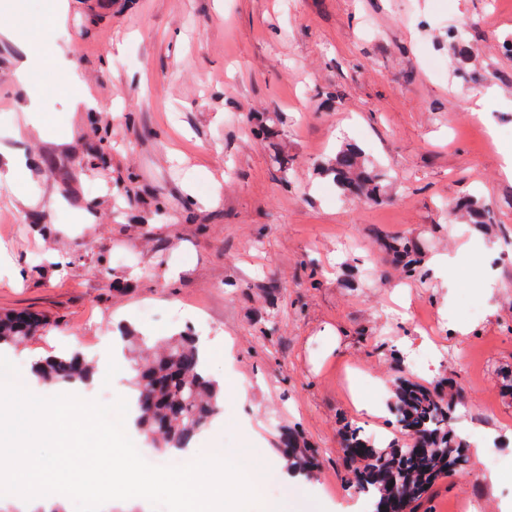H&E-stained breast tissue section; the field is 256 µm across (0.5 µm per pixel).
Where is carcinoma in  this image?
Segmentation results:
<instances>
[{"mask_svg": "<svg viewBox=\"0 0 512 512\" xmlns=\"http://www.w3.org/2000/svg\"><path fill=\"white\" fill-rule=\"evenodd\" d=\"M320 174L331 178L344 195L374 200L382 190L381 175L355 144L341 146L320 167ZM463 209L472 223H485L484 212L475 202L456 201L454 210ZM385 248L407 276L420 274V251L413 241L393 238ZM45 325L27 314H0V347L24 343ZM135 371L136 425L158 448L188 447L222 409L224 394L204 374L198 339L191 334L174 337L153 355L139 358ZM93 373L92 363L80 352L52 355L40 369L44 380L66 384L86 382ZM455 407L437 389L404 380L397 386L391 409L412 443L404 448L373 447L361 437L360 429L348 423L343 426L344 451L349 455L351 449H360L356 458L364 462L355 474V487L376 500L378 512H383L384 502L398 488L404 493L406 512H419L439 478L466 470L467 441L453 427ZM284 446L288 467L307 477L313 475L318 460L311 449L301 447L293 435L284 439Z\"/></svg>", "mask_w": 512, "mask_h": 512, "instance_id": "cac0c4a2", "label": "carcinoma"}]
</instances>
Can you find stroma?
Wrapping results in <instances>:
<instances>
[{
  "label": "stroma",
  "instance_id": "stroma-1",
  "mask_svg": "<svg viewBox=\"0 0 512 512\" xmlns=\"http://www.w3.org/2000/svg\"><path fill=\"white\" fill-rule=\"evenodd\" d=\"M51 5L0 0V28L74 59L112 109L73 111L61 71L18 83L23 53L0 38V161H29L22 184L0 182V311L50 323L0 353L21 367L31 351L79 349L111 358L112 378L77 391L29 378L27 389L118 398L132 390L119 325L152 342L196 331L212 369L247 390L225 394L200 453L248 459L283 512H374L342 422L406 445L396 386L450 381L500 432L497 464L481 457L475 473L443 479L421 512L512 506V259L500 257L512 183L480 135L491 125L512 145V0H69L62 41L38 24ZM460 28L463 46L448 36ZM35 86L42 138L24 131ZM269 117L272 147L253 135ZM346 142L384 174L380 202L318 175ZM20 193L36 206L10 207ZM464 196L488 225L447 214ZM387 236L420 243L424 278L405 276ZM440 255L459 257L454 272L433 265ZM453 320L468 336L451 334ZM431 346L439 363L413 367L412 351ZM290 431L319 461L295 486Z\"/></svg>",
  "mask_w": 512,
  "mask_h": 512
}]
</instances>
